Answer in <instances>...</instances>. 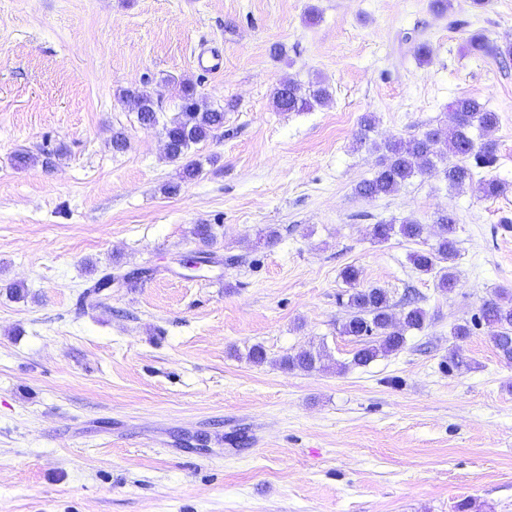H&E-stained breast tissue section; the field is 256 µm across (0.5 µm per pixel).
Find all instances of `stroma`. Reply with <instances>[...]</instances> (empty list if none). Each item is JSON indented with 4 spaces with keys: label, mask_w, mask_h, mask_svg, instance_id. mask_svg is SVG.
<instances>
[{
    "label": "stroma",
    "mask_w": 512,
    "mask_h": 512,
    "mask_svg": "<svg viewBox=\"0 0 512 512\" xmlns=\"http://www.w3.org/2000/svg\"><path fill=\"white\" fill-rule=\"evenodd\" d=\"M477 32L512 45V0H0V512H512V363L480 328L459 343L467 366L446 364L451 328L512 290V59L473 54ZM201 46L221 74L197 69ZM288 78L323 81L330 102L278 110ZM186 79L224 126L183 183L161 123ZM129 87L160 125L139 124ZM463 96L499 117L478 177L504 193L428 173L356 194L374 143L451 127ZM448 211L444 292L410 255ZM408 217L421 239H372ZM349 265L394 313L410 293L429 316L364 367L339 332ZM320 346L322 368L282 367ZM121 100L131 112H135L141 125L158 123L157 112H153L154 101L147 93L138 89H126L121 94ZM158 114V113H157Z\"/></svg>",
    "instance_id": "1"
}]
</instances>
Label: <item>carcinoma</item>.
<instances>
[{
    "mask_svg": "<svg viewBox=\"0 0 512 512\" xmlns=\"http://www.w3.org/2000/svg\"><path fill=\"white\" fill-rule=\"evenodd\" d=\"M470 47L481 54L493 52L497 55H512V45L502 49L491 47L484 35L474 33ZM181 105L163 127L169 139L166 156L183 163V174L193 178L198 173V164L191 159L193 146L215 137L224 127V108L203 105L196 100L195 86L185 83L181 88ZM121 100L137 115L140 124L158 123L153 112L154 101L138 89H126ZM331 100L329 88L322 82L307 86L294 80L283 81L275 89L273 102L277 109L287 112H305L316 105ZM452 111L458 115L455 125L446 132L431 130L412 139L395 138L385 141L378 149L382 151L377 170L373 176L360 182L357 193L365 199H376L389 195L417 174H426L441 169L451 186H463L474 179V168L489 167L496 159V141L492 134L498 125V116L474 98L461 97L452 103ZM478 131V137L471 130ZM440 228L438 239L427 250L411 255L414 268L422 274L439 275L438 287L450 291L456 278L450 264L457 255L455 219L453 214L443 213L437 218ZM425 225L413 219L401 224H375L372 237L378 242L389 240L398 233L407 239H418ZM344 281L350 286L345 307L346 319L340 325V333L359 340L352 363L366 366L378 357L395 354L406 344V334L425 327L427 313L420 307L407 304L399 325L392 323V308L387 292L378 287H359V270L349 265L342 271ZM484 325L495 349L508 362H512V292L505 289L485 301L480 309L479 321ZM324 357L322 350H304L289 355L282 365L289 369L312 371L318 368Z\"/></svg>",
    "mask_w": 512,
    "mask_h": 512,
    "instance_id": "carcinoma-1",
    "label": "carcinoma"
}]
</instances>
